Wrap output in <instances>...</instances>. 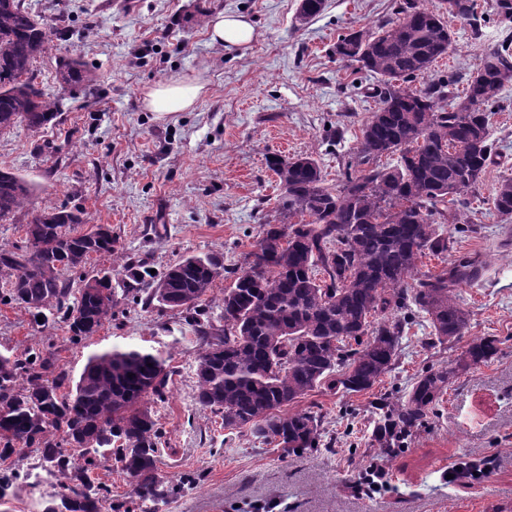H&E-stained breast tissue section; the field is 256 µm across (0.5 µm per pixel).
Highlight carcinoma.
Segmentation results:
<instances>
[{
    "instance_id": "cac0c4a2",
    "label": "carcinoma",
    "mask_w": 512,
    "mask_h": 512,
    "mask_svg": "<svg viewBox=\"0 0 512 512\" xmlns=\"http://www.w3.org/2000/svg\"><path fill=\"white\" fill-rule=\"evenodd\" d=\"M323 0H301L298 18L310 21ZM475 0H439L430 9L402 0L394 16L372 30L338 36L335 53L377 79V108L363 123L354 156L338 186L325 184L309 155H273L270 168L281 193L274 212L244 265L232 272L220 305L221 327L203 302L224 263L199 253L177 263L181 274L161 275L117 256L112 228L86 232L81 212L44 206L10 249L0 248V272L9 275L0 294L43 317L64 320L73 338L96 334L112 318L118 292L145 305L186 313L201 344L196 358V401L221 415L224 427L247 429L284 452L318 448L321 419L288 407L308 393H367L396 364L406 326L416 308L431 331L425 344L450 346L464 336L470 314L459 286L480 277L481 265L462 258L436 274L407 283L426 255L453 250L442 224L465 222L468 196L493 161L490 116L512 84V39L490 48L466 79H435L432 66L452 49L447 18L474 16ZM49 34L21 4L0 0V133L20 124L37 131L58 117L59 99L39 90L33 63L46 51ZM59 88L94 85L79 58L63 61ZM384 157L391 161L382 163ZM33 187L0 172V221L29 205ZM493 208L512 216V178L501 180ZM307 216L309 221H294ZM113 257L95 294L90 277L77 291L62 276L91 256ZM500 340L472 341L454 362L419 374L401 398L374 406L370 447L389 455L433 413L448 387L472 367L494 361ZM171 372L166 360L141 349H114L90 356L73 380L39 352L0 354V461L33 458L65 478L43 502L42 512H129L126 501L144 505L175 493L157 473L160 432L149 406L163 398ZM68 391L62 393L63 385ZM109 461L129 479L125 500L91 474Z\"/></svg>"
}]
</instances>
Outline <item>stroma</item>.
Instances as JSON below:
<instances>
[{"label": "stroma", "mask_w": 512, "mask_h": 512, "mask_svg": "<svg viewBox=\"0 0 512 512\" xmlns=\"http://www.w3.org/2000/svg\"><path fill=\"white\" fill-rule=\"evenodd\" d=\"M396 0H325L307 24L300 0H22L51 33L34 64V81L60 97L53 125L0 134V171L35 187L32 207L0 222V246L20 243L33 207L81 211L87 225L111 226L123 253L156 272L183 257L212 253L239 267L271 220L279 193L267 158L308 154L325 183L336 186L360 128L376 107L372 77L331 50L347 28L368 30L391 17ZM478 23L452 18L453 53L434 77L464 82L491 47L512 37L492 0H477ZM237 12L259 31L249 49L210 44L201 14ZM80 57L95 72L91 90L60 93L61 60ZM196 76L205 94L186 112H148V85ZM494 115L496 164L490 165L452 253L424 257L418 273H437L458 256L477 259L479 280L460 291L470 311L454 347H425L430 328L415 317L394 368L373 394L315 391L295 408L320 416L326 446L288 456L248 430L225 428L195 400L200 346L180 310L145 307L119 296L110 322L73 339L62 321L36 322L0 304V353L53 354L57 368L78 376L88 357L115 348L161 355L172 372L164 400L151 401L160 431L157 472L181 484L156 512H512V218L492 205L497 183L512 177V87ZM481 336L500 339L501 353L448 389L434 414L396 456L368 445L374 397L403 396L421 371L448 364ZM487 464L479 476L447 481L448 467ZM390 490L370 488L371 466ZM31 475L0 512H41L58 489L49 469L23 462Z\"/></svg>", "instance_id": "stroma-1"}]
</instances>
